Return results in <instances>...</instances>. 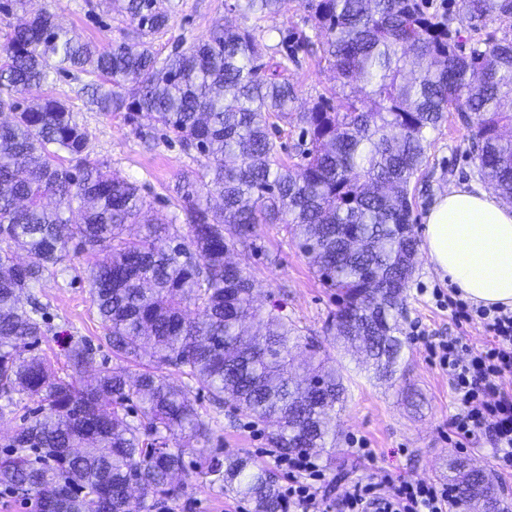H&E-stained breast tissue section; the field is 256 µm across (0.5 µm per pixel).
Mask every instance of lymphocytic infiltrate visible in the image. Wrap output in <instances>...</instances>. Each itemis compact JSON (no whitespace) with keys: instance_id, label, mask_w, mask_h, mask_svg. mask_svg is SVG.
<instances>
[{"instance_id":"f902f5d3","label":"lymphocytic infiltrate","mask_w":512,"mask_h":512,"mask_svg":"<svg viewBox=\"0 0 512 512\" xmlns=\"http://www.w3.org/2000/svg\"><path fill=\"white\" fill-rule=\"evenodd\" d=\"M438 307L455 316H473L487 331L479 346L464 343L462 337L434 339L423 333L419 339L436 357L448 375L456 411L448 429L460 448L489 438L494 448V466L504 477H512V309L476 307L433 291ZM276 462L286 475L280 488L286 502L299 512H331L323 489L324 474L315 457L308 453L277 455ZM453 499L448 484L417 478L392 477L379 472L368 480L350 483L340 501V512H447Z\"/></svg>"}]
</instances>
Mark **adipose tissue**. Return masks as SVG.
Instances as JSON below:
<instances>
[{"label": "adipose tissue", "mask_w": 512, "mask_h": 512, "mask_svg": "<svg viewBox=\"0 0 512 512\" xmlns=\"http://www.w3.org/2000/svg\"><path fill=\"white\" fill-rule=\"evenodd\" d=\"M425 221L423 249L436 271L475 304L512 308V206L455 187L435 199Z\"/></svg>", "instance_id": "adipose-tissue-1"}]
</instances>
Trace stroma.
<instances>
[{"label": "stroma", "instance_id": "1", "mask_svg": "<svg viewBox=\"0 0 512 512\" xmlns=\"http://www.w3.org/2000/svg\"><path fill=\"white\" fill-rule=\"evenodd\" d=\"M175 10L167 29L152 38L160 56L188 47L193 41L208 37L217 24L244 26L235 0H172ZM30 12L47 8L59 21L84 39L105 46L129 35L104 13L100 0H30ZM293 32L314 36L315 19L302 0H284L272 18L258 22L255 36L266 56H273L281 34ZM91 75L79 80L61 79L51 85L32 88L30 97L55 96L72 105L80 123L90 134V156L103 162L105 171L117 172L141 189L151 214L167 219L177 210L173 191L177 178L196 167L179 143L146 146L122 115H103L87 97L81 85L92 83ZM428 167L415 190L413 216L417 232L425 230V215L435 197L454 186L484 187L476 160L468 151L469 131L457 115L446 117L431 135ZM234 259L254 277V285L274 314L287 317L308 328L312 335L322 333L328 311L335 309L332 290L323 288L315 278L308 259L286 239L283 232L269 224L259 225L257 235L238 245ZM90 254L70 250L66 261L54 274L46 276L35 292L48 305V330L34 345L33 354L50 360L59 373H67L65 353L71 341H90L100 357L112 352L103 339L104 331L89 299L86 269ZM456 293L457 288L438 274L427 256H420L408 290L407 310L403 318L406 339L405 377L388 385L377 381L351 355L336 345L327 351L333 364L344 376L348 399L339 417L336 453L320 458L334 494H342L346 482L369 479L383 469L395 477H413L447 482L449 466L458 460L472 461L486 469L494 467V449L481 440L467 451H459L448 438V419L455 411L448 387V376L430 361L417 343V330L434 335H463L474 345L486 340V333L476 322L455 321L450 312L437 308L434 289ZM197 405L210 419L212 439L207 444L186 443L185 458L199 460L201 453L243 451L263 463L276 483L285 476L268 453L269 428L252 424L231 406L215 407L205 394H197ZM366 440L374 449L373 461H361L353 453L356 439ZM166 512H250V506L231 494L209 487L205 478H197L193 487L176 500L167 502Z\"/></svg>", "mask_w": 512, "mask_h": 512}]
</instances>
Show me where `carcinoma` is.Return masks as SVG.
<instances>
[{
    "label": "carcinoma",
    "instance_id": "cac0c4a2",
    "mask_svg": "<svg viewBox=\"0 0 512 512\" xmlns=\"http://www.w3.org/2000/svg\"><path fill=\"white\" fill-rule=\"evenodd\" d=\"M463 2L474 32L466 39L418 0H305L317 39L288 34L272 61L248 26L159 57L148 37L174 9L162 0H104L138 34L131 43L99 47L48 9L0 29V109L11 112L0 122V398L6 409L36 404L0 455V486L32 496L34 512H152L197 473L253 512H286L270 470L250 454L207 455L195 470L169 446L179 433L211 438L194 389L270 426L281 454L330 457L336 445L342 375L321 341L265 314L230 256L256 225L278 227L336 294L323 335L361 351L379 380L403 370L400 319L419 256L410 184L445 113H457L480 174L512 201V0ZM280 6L234 4L256 21ZM492 22L498 29L482 33ZM301 52L335 84L299 111L290 70ZM76 72L112 84L97 99L104 114L123 113L139 134L149 118L199 163L177 184L186 236L148 218L135 183L103 174L69 106L25 97ZM283 125L300 129L292 163L276 137ZM129 224L143 230L131 235ZM74 241L97 256L90 300L123 365L77 340L62 377L27 354L47 323L43 305L27 308L23 297ZM475 478L459 462L451 486L498 499L492 481Z\"/></svg>",
    "mask_w": 512,
    "mask_h": 512
}]
</instances>
